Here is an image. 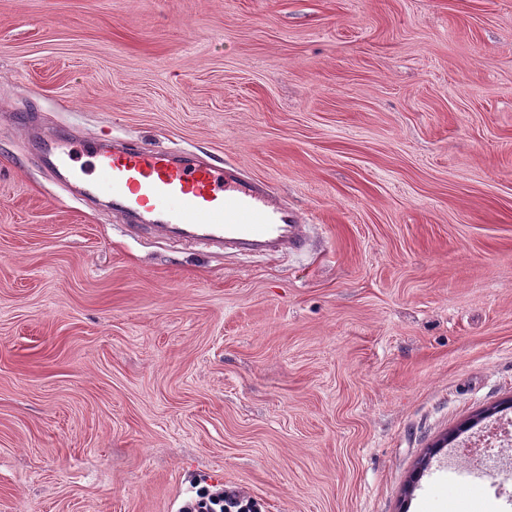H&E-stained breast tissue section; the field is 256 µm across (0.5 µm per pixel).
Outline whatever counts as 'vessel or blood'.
<instances>
[{"instance_id":"vessel-or-blood-1","label":"vessel or blood","mask_w":512,"mask_h":512,"mask_svg":"<svg viewBox=\"0 0 512 512\" xmlns=\"http://www.w3.org/2000/svg\"><path fill=\"white\" fill-rule=\"evenodd\" d=\"M81 151L92 158L98 180H88V167L78 164ZM42 152L52 173L67 171L84 194L110 196L113 207L136 219L141 231L187 233L228 255L299 252L306 246L298 211L245 176L236 163L179 162L173 151L132 142L103 152L91 141L76 148L56 140L44 144Z\"/></svg>"}]
</instances>
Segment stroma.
Instances as JSON below:
<instances>
[{
	"mask_svg": "<svg viewBox=\"0 0 512 512\" xmlns=\"http://www.w3.org/2000/svg\"><path fill=\"white\" fill-rule=\"evenodd\" d=\"M40 133L235 162L308 242L135 233ZM508 400L512 0H0V512H512ZM256 502L224 488L207 489L199 499L188 502L183 512H256Z\"/></svg>",
	"mask_w": 512,
	"mask_h": 512,
	"instance_id": "stroma-1",
	"label": "stroma"
}]
</instances>
